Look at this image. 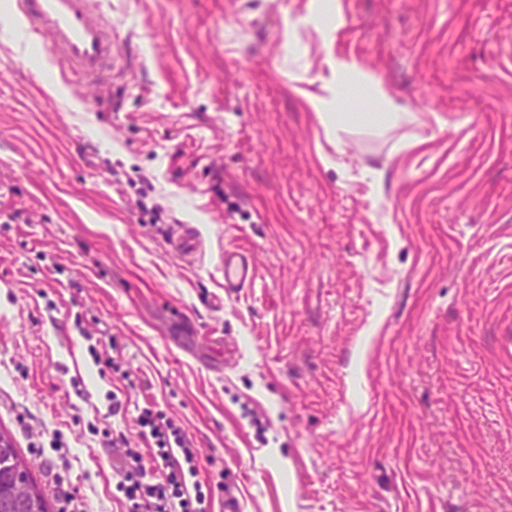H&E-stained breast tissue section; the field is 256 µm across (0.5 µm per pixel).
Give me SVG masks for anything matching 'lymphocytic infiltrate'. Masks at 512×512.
I'll use <instances>...</instances> for the list:
<instances>
[{
	"mask_svg": "<svg viewBox=\"0 0 512 512\" xmlns=\"http://www.w3.org/2000/svg\"><path fill=\"white\" fill-rule=\"evenodd\" d=\"M137 422L152 464L144 466L135 449L124 452L116 487L127 512H210L214 488L197 481L196 451L182 428L151 407L141 410Z\"/></svg>",
	"mask_w": 512,
	"mask_h": 512,
	"instance_id": "obj_1",
	"label": "lymphocytic infiltrate"
}]
</instances>
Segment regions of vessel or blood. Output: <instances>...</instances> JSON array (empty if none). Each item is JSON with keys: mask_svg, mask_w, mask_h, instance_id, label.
Wrapping results in <instances>:
<instances>
[{"mask_svg": "<svg viewBox=\"0 0 512 512\" xmlns=\"http://www.w3.org/2000/svg\"><path fill=\"white\" fill-rule=\"evenodd\" d=\"M13 21L47 40L52 60L87 85L111 76L120 60L112 23L94 0H15ZM221 263L225 293L252 286L255 269L244 252L225 251Z\"/></svg>", "mask_w": 512, "mask_h": 512, "instance_id": "b4317fda", "label": "vessel or blood"}]
</instances>
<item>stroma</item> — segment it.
Here are the masks:
<instances>
[{
	"label": "stroma",
	"instance_id": "1",
	"mask_svg": "<svg viewBox=\"0 0 512 512\" xmlns=\"http://www.w3.org/2000/svg\"><path fill=\"white\" fill-rule=\"evenodd\" d=\"M98 5L94 88L0 22V435L49 512H126L153 403L210 512H512V0ZM333 53L412 120L331 142ZM172 241L175 248L184 255L192 256L200 248V242L195 232L186 226L176 228ZM221 263L224 271V292L226 294L252 286L255 281V269L244 252L224 250Z\"/></svg>",
	"mask_w": 512,
	"mask_h": 512
}]
</instances>
